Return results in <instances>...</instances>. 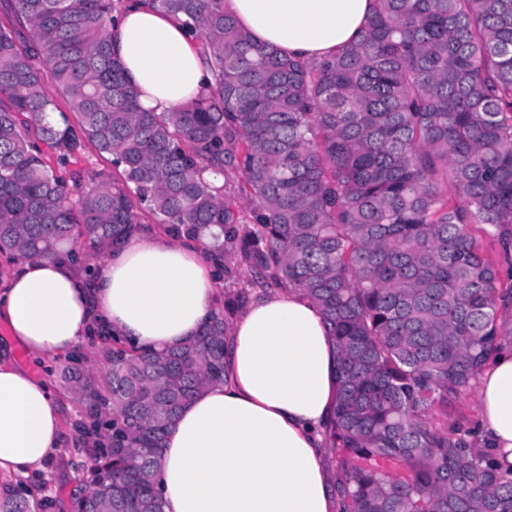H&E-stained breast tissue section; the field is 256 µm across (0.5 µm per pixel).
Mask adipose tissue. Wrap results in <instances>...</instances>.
<instances>
[{"label":"adipose tissue","instance_id":"1","mask_svg":"<svg viewBox=\"0 0 512 512\" xmlns=\"http://www.w3.org/2000/svg\"><path fill=\"white\" fill-rule=\"evenodd\" d=\"M374 0H224L252 39L289 56L321 60L357 42ZM112 51L140 106L170 111L211 76L185 27L148 0H125ZM216 279L194 247L145 232L111 249L98 274L64 259L15 266L0 283V319L35 361L79 347L94 319L153 349L195 336ZM227 379L180 411L161 451L164 512H340L326 431L337 393L335 347L318 309L294 290L248 305L224 349ZM69 406L47 379L0 349V486L40 478L62 452ZM478 435L512 472V346L482 371Z\"/></svg>","mask_w":512,"mask_h":512}]
</instances>
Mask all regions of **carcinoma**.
Masks as SVG:
<instances>
[{"label":"carcinoma","instance_id":"1","mask_svg":"<svg viewBox=\"0 0 512 512\" xmlns=\"http://www.w3.org/2000/svg\"><path fill=\"white\" fill-rule=\"evenodd\" d=\"M153 2L213 76L171 112L142 111L112 54L116 0H5L0 25V253L87 276L79 244L103 254L149 212L177 238L211 232L218 276L248 275L179 346L103 330L67 357L86 473L71 497L163 512L160 448L224 382L230 318L293 288L337 349L342 512H512V477L448 419L512 343V0H375L361 39L319 62L255 43L224 0ZM86 141L112 173L67 169ZM52 507L22 480L0 489V512Z\"/></svg>","mask_w":512,"mask_h":512}]
</instances>
